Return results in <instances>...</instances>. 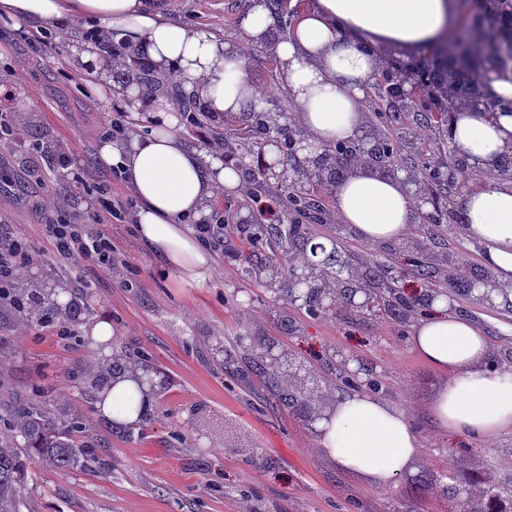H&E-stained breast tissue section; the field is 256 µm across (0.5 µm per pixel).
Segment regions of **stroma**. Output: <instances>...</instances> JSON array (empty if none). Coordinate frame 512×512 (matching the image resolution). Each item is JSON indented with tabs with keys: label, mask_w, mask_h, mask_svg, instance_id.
Returning a JSON list of instances; mask_svg holds the SVG:
<instances>
[{
	"label": "stroma",
	"mask_w": 512,
	"mask_h": 512,
	"mask_svg": "<svg viewBox=\"0 0 512 512\" xmlns=\"http://www.w3.org/2000/svg\"><path fill=\"white\" fill-rule=\"evenodd\" d=\"M248 3L177 0L174 13L188 28L232 37ZM55 37V49L37 52L22 31L0 19V81L11 84L16 100H29L16 117L30 139L71 143L73 167L87 184L67 198L64 210L88 222L104 188L125 191L97 158L111 107L86 89L71 27L56 29ZM244 56L257 90L288 106L264 48L245 46ZM0 163L14 172L12 181L0 184V231L21 239L33 257L20 283L63 288L85 309L63 336L0 310V393L30 398L36 390L48 392L55 407L82 416V439L99 459L92 468L67 470L26 462L21 512H452L455 502L442 487L468 473L512 491V431L489 443L438 435L426 409L443 375L411 350L410 328L394 316L348 322L288 305L285 314L297 330L287 333L273 322L260 279L241 272L247 263L262 266L267 246L246 251L232 235L213 246L214 270L201 285L166 269L133 224L102 227L128 266L75 268L55 257L35 211L54 198V174L29 171L6 142ZM453 308L483 329L495 355L512 350V306L476 305L458 295ZM100 317L112 324L113 347L142 358L163 380L150 421L113 424L71 378L91 358L82 325ZM252 332L276 337L314 364L321 388L331 392L338 387L330 372L334 362L348 359L370 370L381 383L380 397L410 413L422 455L386 489L332 466L312 429L288 407L272 406L250 360H240L238 374L225 373L215 340L231 345Z\"/></svg>",
	"instance_id": "35a3bbf8"
}]
</instances>
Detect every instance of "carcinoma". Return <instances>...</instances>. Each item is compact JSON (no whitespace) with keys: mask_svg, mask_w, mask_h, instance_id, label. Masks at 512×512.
Here are the masks:
<instances>
[{"mask_svg":"<svg viewBox=\"0 0 512 512\" xmlns=\"http://www.w3.org/2000/svg\"><path fill=\"white\" fill-rule=\"evenodd\" d=\"M475 0H459L462 19L448 32L446 47L437 48L434 57L418 60L408 66L411 78L416 83V99H403L399 94L402 72L387 69L382 72L378 95L390 105V111L371 122L375 150L365 156L380 175L393 174V166L406 153L419 152L418 140L428 133L424 161L421 168L412 171V176L428 193L435 195L433 213L427 218L435 221L436 229L446 225L453 229L464 223L460 209L451 206V201L462 198L472 189L485 182L486 176L473 170L467 162L448 154L441 133L448 130L450 112L448 107L472 108L480 106L486 112L512 109V102L478 98L476 85L482 73L512 71V0H482L480 18L474 19ZM276 124L284 125V146H289L299 133L289 125L287 113L271 108L269 112H241L237 116L224 117V125L237 128L241 135L224 137L234 146L250 138L264 139L267 129ZM453 165L457 174L450 185L442 181L443 170ZM340 180L336 170L322 163L313 180L312 192L297 197L288 193V202L306 210L323 212L324 199L330 197V186ZM348 234L344 224L334 225L335 244L326 252L327 265H344L351 273L343 279L329 275L324 268L307 271L309 299L314 302L319 295L329 290L339 299L347 297L353 289L362 286L372 289V299L377 307L389 314L402 309V320L411 323L421 305L403 296L394 295L393 284L386 281L378 264L356 265L348 254L341 251L338 243ZM246 237L253 242L270 239V256L266 258L263 271L272 268L276 274L265 278L266 290L275 299L290 298L289 273L282 270L281 260L304 249L308 238L307 228L300 224L288 225V232L272 224H253L246 227ZM386 253L397 259L398 265L412 267V272L423 283L422 293L454 283L458 268V256L448 249L431 250L429 240L420 237L410 239V244L383 246ZM12 294L37 301L33 307H16L14 312L26 321L35 318L48 326L63 325L77 319L81 313L78 302L63 312L54 305L50 295L39 288L21 284L12 289ZM138 363L130 360L127 353H112L110 362L97 367L91 365L78 370L73 376L95 391L103 388L111 375L124 372ZM10 427V435L0 438V512H20L21 486L24 466L21 450L25 449L34 460H41L60 469L89 468L97 458L87 445L76 439L82 432L83 420L75 415L53 412L41 402L14 399L0 409V424ZM471 512H512V498L504 491L487 490L470 505Z\"/></svg>","mask_w":512,"mask_h":512,"instance_id":"obj_1","label":"carcinoma"}]
</instances>
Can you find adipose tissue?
Masks as SVG:
<instances>
[{
    "instance_id": "adipose-tissue-1",
    "label": "adipose tissue",
    "mask_w": 512,
    "mask_h": 512,
    "mask_svg": "<svg viewBox=\"0 0 512 512\" xmlns=\"http://www.w3.org/2000/svg\"><path fill=\"white\" fill-rule=\"evenodd\" d=\"M452 15L451 0H310L287 38L269 45L271 19L263 0H250L235 39L189 29L155 0H0V18L19 28L90 20L116 39L147 45L158 71L175 74L179 86L199 92L211 111L223 115L241 112L256 96L243 47L265 45L299 126L326 145L360 136L368 91L384 66L401 54L438 46ZM153 98L162 120L151 134L104 141L99 161L124 171L140 203V239L179 278L201 284L213 256L189 223L209 214L216 189L239 192L241 175L177 134L176 99L158 92ZM448 141L488 176L462 200L461 232L478 247L496 282L512 290V179L497 174L500 157L512 153V112L453 111ZM333 201L338 223L369 246L403 242L421 221L414 184L381 177L363 163L336 185ZM408 342L445 376L428 406L440 433L489 440L512 430V363L487 369L491 344L470 318L438 298L413 325ZM125 392L135 393L137 410L117 412L114 398ZM154 405V390L139 391L130 372L110 379L98 397L103 416L127 426ZM315 439L337 467L380 488L402 476L423 447L403 409L362 392L337 394L334 410L315 427Z\"/></svg>"
}]
</instances>
